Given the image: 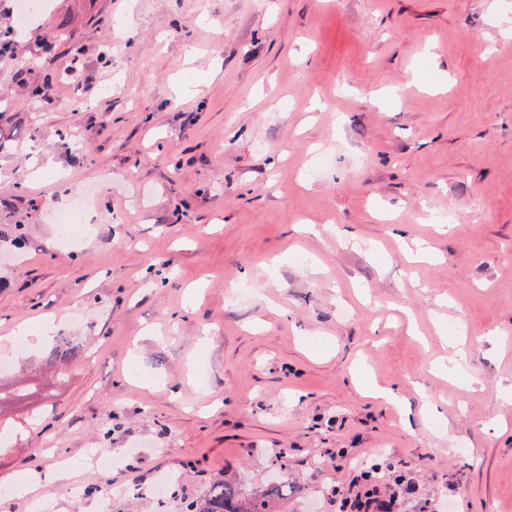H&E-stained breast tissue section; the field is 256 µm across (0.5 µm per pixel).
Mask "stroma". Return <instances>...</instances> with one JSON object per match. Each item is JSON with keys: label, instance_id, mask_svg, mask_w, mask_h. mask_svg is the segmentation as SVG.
Returning a JSON list of instances; mask_svg holds the SVG:
<instances>
[{"label": "stroma", "instance_id": "obj_1", "mask_svg": "<svg viewBox=\"0 0 512 512\" xmlns=\"http://www.w3.org/2000/svg\"><path fill=\"white\" fill-rule=\"evenodd\" d=\"M47 2L17 36L0 0V232L23 236L0 242V512H186L223 477L342 512L386 464L415 488L398 512H512V12ZM81 191L95 222L66 249L52 211ZM42 315L52 343L16 352ZM448 324L460 376L436 367Z\"/></svg>", "mask_w": 512, "mask_h": 512}]
</instances>
